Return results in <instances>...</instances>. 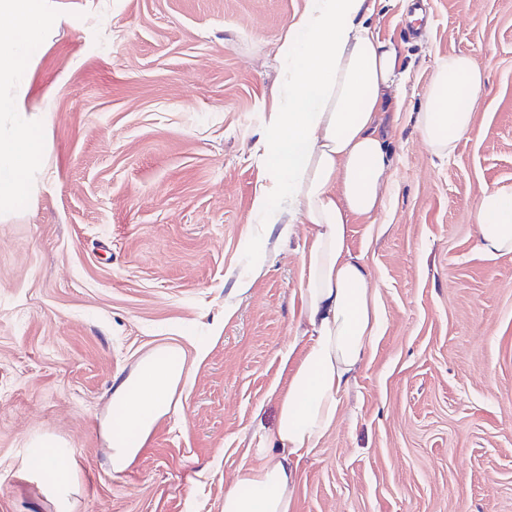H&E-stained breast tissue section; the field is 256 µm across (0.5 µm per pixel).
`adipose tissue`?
I'll list each match as a JSON object with an SVG mask.
<instances>
[{"instance_id":"adipose-tissue-1","label":"adipose tissue","mask_w":512,"mask_h":512,"mask_svg":"<svg viewBox=\"0 0 512 512\" xmlns=\"http://www.w3.org/2000/svg\"><path fill=\"white\" fill-rule=\"evenodd\" d=\"M371 12L368 0H307L279 45L285 70L260 140L267 175L253 209L285 236L292 232L291 216H302L310 227L301 257L308 345L277 396L274 429L261 433L253 463L238 468L223 512H291L297 464L334 427L341 397L382 329L367 269L347 246L352 218L371 217L384 205L391 160L377 128L384 108L399 96L397 53L371 31ZM45 36L35 0H0V218L29 195L44 163L38 120L22 103L25 59ZM483 79L466 55L438 65L416 117L433 154H452L470 130V98ZM274 195L287 202V214L268 210ZM475 220L483 252L512 253V185L481 190ZM186 374L184 351L165 345L114 388L105 429L114 470L132 466L157 422L177 409L175 393ZM26 464L58 489L74 479L50 440Z\"/></svg>"}]
</instances>
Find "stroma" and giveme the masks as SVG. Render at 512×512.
<instances>
[{
  "label": "stroma",
  "mask_w": 512,
  "mask_h": 512,
  "mask_svg": "<svg viewBox=\"0 0 512 512\" xmlns=\"http://www.w3.org/2000/svg\"><path fill=\"white\" fill-rule=\"evenodd\" d=\"M306 0H42L50 40L24 100L45 174L0 223V512H223L282 355L301 356V253L253 199ZM401 103L380 134L384 208L349 226L385 326L335 426L297 466L292 512H512V254L479 247L480 190L512 184V0H374ZM484 72L474 121L436 157L415 118L436 64ZM251 281L240 292V281ZM191 368L176 412L113 470L102 424L152 349ZM54 440L70 492L25 468Z\"/></svg>",
  "instance_id": "obj_1"
}]
</instances>
